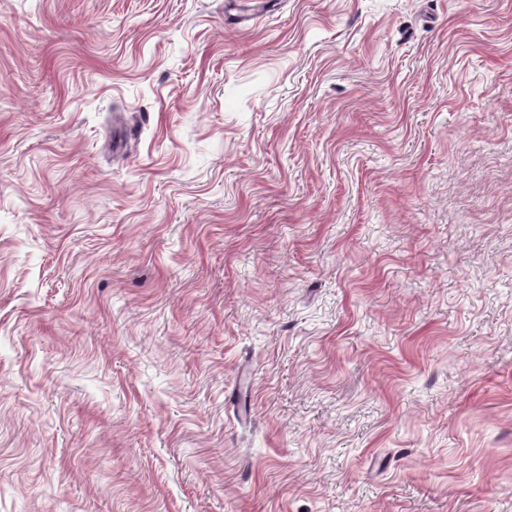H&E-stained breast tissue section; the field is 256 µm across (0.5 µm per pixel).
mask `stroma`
I'll return each mask as SVG.
<instances>
[{
  "mask_svg": "<svg viewBox=\"0 0 512 512\" xmlns=\"http://www.w3.org/2000/svg\"><path fill=\"white\" fill-rule=\"evenodd\" d=\"M0 0V512H512V0Z\"/></svg>",
  "mask_w": 512,
  "mask_h": 512,
  "instance_id": "obj_1",
  "label": "stroma"
}]
</instances>
